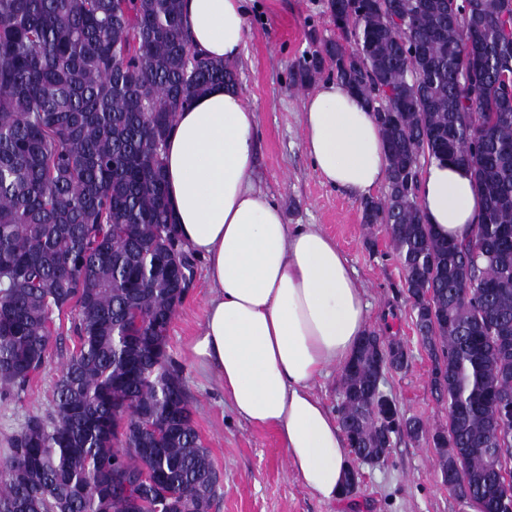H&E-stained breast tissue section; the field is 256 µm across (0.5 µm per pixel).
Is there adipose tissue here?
Returning <instances> with one entry per match:
<instances>
[{
    "mask_svg": "<svg viewBox=\"0 0 512 512\" xmlns=\"http://www.w3.org/2000/svg\"><path fill=\"white\" fill-rule=\"evenodd\" d=\"M193 46L233 62L245 46L244 0H183ZM258 114L239 88L217 87L179 111L165 179L185 246L214 290L192 352L234 412L276 430L293 472L320 499L339 500L350 449L313 394L369 330L365 291L336 243L312 224L286 223L253 180ZM304 149L322 181L362 200L387 179L381 129L365 100L325 81L304 103ZM417 203L431 232L472 237L482 202L466 167L430 159Z\"/></svg>",
    "mask_w": 512,
    "mask_h": 512,
    "instance_id": "obj_1",
    "label": "adipose tissue"
}]
</instances>
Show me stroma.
<instances>
[{
    "label": "stroma",
    "instance_id": "obj_1",
    "mask_svg": "<svg viewBox=\"0 0 512 512\" xmlns=\"http://www.w3.org/2000/svg\"><path fill=\"white\" fill-rule=\"evenodd\" d=\"M247 35L236 62L245 104L257 111L253 179L282 207L289 224H315L347 257L365 290L369 328L400 342L406 365L385 373L381 388L399 410L430 427L447 425L448 409L430 390L432 362L415 332L411 302L393 243L380 226L364 224L359 200L323 184L303 147V105L289 69L320 42L339 39L327 0H246ZM192 288L168 330L167 350L182 370L194 426L221 476L214 512H472L441 480L431 441L395 438L385 462L351 459L362 474L354 494L319 500L293 473L278 433L236 415L217 381L202 372L189 345L212 296L202 260ZM77 339L69 316L53 332L47 362L21 397L0 400V455L25 418L44 412L63 362Z\"/></svg>",
    "mask_w": 512,
    "mask_h": 512
}]
</instances>
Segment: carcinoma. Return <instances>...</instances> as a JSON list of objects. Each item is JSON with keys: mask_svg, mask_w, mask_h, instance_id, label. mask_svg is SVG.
Returning a JSON list of instances; mask_svg holds the SVG:
<instances>
[{"mask_svg": "<svg viewBox=\"0 0 512 512\" xmlns=\"http://www.w3.org/2000/svg\"><path fill=\"white\" fill-rule=\"evenodd\" d=\"M182 0H0V400L43 368L54 316L77 348L50 407L8 439L0 512H212L219 489L167 332L194 278L176 238L165 143L177 112L233 65L192 46ZM354 48L323 42L291 70L323 73L387 113V193L361 201L406 277L430 386L448 426L372 413L400 343L362 340L342 367L351 452L431 439L443 482L480 512L512 500V0H341ZM468 168L483 199L474 237L433 236L418 159Z\"/></svg>", "mask_w": 512, "mask_h": 512, "instance_id": "obj_1", "label": "carcinoma"}]
</instances>
